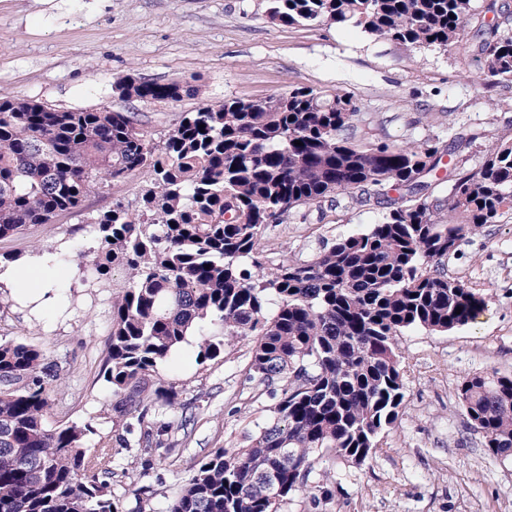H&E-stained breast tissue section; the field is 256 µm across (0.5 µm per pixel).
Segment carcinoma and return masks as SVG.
Instances as JSON below:
<instances>
[{"label": "carcinoma", "instance_id": "1", "mask_svg": "<svg viewBox=\"0 0 512 512\" xmlns=\"http://www.w3.org/2000/svg\"><path fill=\"white\" fill-rule=\"evenodd\" d=\"M268 15L288 26L350 24L443 52L466 47L475 25L476 78L512 85V13L477 24L471 0H270ZM116 89L153 101L183 92L177 81L132 78ZM358 114L350 95L299 87L206 103L155 142L125 112L0 95V239L50 223L109 182L152 177L138 213L117 204L96 218L86 266L96 280L117 269L128 277L112 304L105 369L127 430L151 407L176 408L158 364L189 337H198L200 364L220 357L226 341L256 337L249 376L271 388V421L246 446L199 458L168 512H279L299 493L319 502L308 486L313 455L361 464L399 418L402 331L448 332L488 307L487 294L439 266L466 234L512 209V137L492 143L480 164L446 170L448 197L432 199L450 145L357 139ZM343 194L386 205L383 220L309 261L263 266L266 225ZM59 378L42 347L0 341V512H119L109 453L86 456L90 426L48 422ZM458 399L489 452L511 456L512 376L473 375ZM168 428L144 432L145 447H162Z\"/></svg>", "mask_w": 512, "mask_h": 512}]
</instances>
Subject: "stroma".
Here are the masks:
<instances>
[{"instance_id": "obj_1", "label": "stroma", "mask_w": 512, "mask_h": 512, "mask_svg": "<svg viewBox=\"0 0 512 512\" xmlns=\"http://www.w3.org/2000/svg\"><path fill=\"white\" fill-rule=\"evenodd\" d=\"M267 8L268 0H0V95L59 110L131 112L158 139L205 102L337 90L360 107L358 135L376 141L478 133L455 150L472 166L497 137L512 135V88L469 81L477 68L472 52L413 50L351 26L288 27L269 20ZM127 76L177 80L198 92L170 102L129 100L115 89ZM149 186L146 174H133L52 223L0 239L1 262L48 251L63 272L66 311L59 315L35 316L0 288V339L40 345L57 364L49 420L90 426L86 453L109 451L110 492L121 512H167L198 456L242 447L271 417L266 389L249 378V338L226 342L223 355L203 365L191 342L159 364L195 415L184 429L179 412H148L147 421L168 423L174 450L144 452L138 432L126 431L115 411L103 372L112 302L126 277L117 271L97 282L83 269L96 245L94 218L118 203L137 210ZM384 213L344 195L297 209L266 226L261 260L268 268L310 260ZM443 271L487 293V311L445 333L404 330L406 398L395 426L362 464L315 454L309 480L328 497L315 507L297 494L280 512H512V458L488 454L457 397L467 377L512 375V211L466 235Z\"/></svg>"}]
</instances>
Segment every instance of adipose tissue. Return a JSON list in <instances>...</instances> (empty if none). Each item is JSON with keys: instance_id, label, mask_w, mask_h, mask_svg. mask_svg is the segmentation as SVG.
<instances>
[{"instance_id": "1", "label": "adipose tissue", "mask_w": 512, "mask_h": 512, "mask_svg": "<svg viewBox=\"0 0 512 512\" xmlns=\"http://www.w3.org/2000/svg\"><path fill=\"white\" fill-rule=\"evenodd\" d=\"M55 266L53 255L47 252L34 254L21 262L0 263V285L34 304L37 311L52 312L59 301L53 292L54 280L50 275Z\"/></svg>"}]
</instances>
